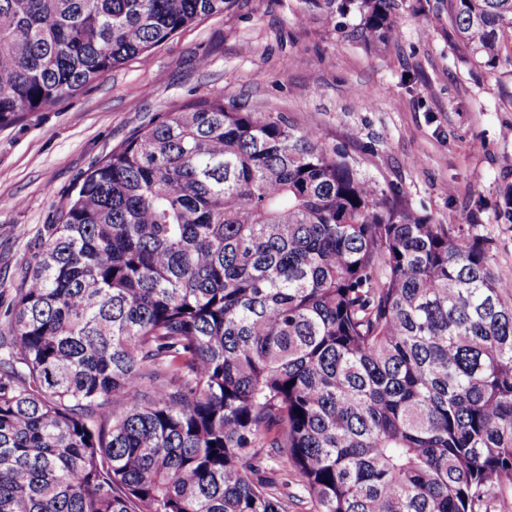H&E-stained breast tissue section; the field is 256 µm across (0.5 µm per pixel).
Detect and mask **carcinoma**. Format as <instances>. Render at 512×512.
<instances>
[{"instance_id": "cac0c4a2", "label": "carcinoma", "mask_w": 512, "mask_h": 512, "mask_svg": "<svg viewBox=\"0 0 512 512\" xmlns=\"http://www.w3.org/2000/svg\"><path fill=\"white\" fill-rule=\"evenodd\" d=\"M393 2L299 20L355 14L375 46ZM230 3L0 0V125ZM510 30L512 0H448L467 64L494 72ZM34 259L0 311V512H494L512 489V288L311 128L221 93L166 112Z\"/></svg>"}]
</instances>
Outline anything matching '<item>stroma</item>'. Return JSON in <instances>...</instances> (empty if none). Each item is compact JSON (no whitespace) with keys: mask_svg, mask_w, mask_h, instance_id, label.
I'll return each mask as SVG.
<instances>
[{"mask_svg":"<svg viewBox=\"0 0 512 512\" xmlns=\"http://www.w3.org/2000/svg\"><path fill=\"white\" fill-rule=\"evenodd\" d=\"M396 38L372 48L351 30L299 23V0H231L150 53L0 126V297L10 298L41 224L82 175L162 113L199 96L315 129L402 208L461 230L512 282V60L493 74L448 41V0H396Z\"/></svg>","mask_w":512,"mask_h":512,"instance_id":"obj_1","label":"stroma"}]
</instances>
